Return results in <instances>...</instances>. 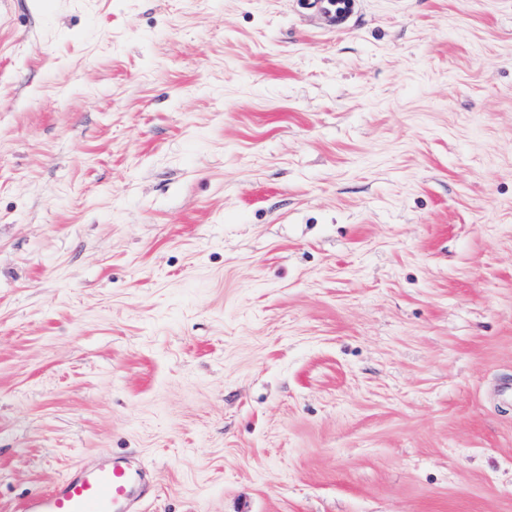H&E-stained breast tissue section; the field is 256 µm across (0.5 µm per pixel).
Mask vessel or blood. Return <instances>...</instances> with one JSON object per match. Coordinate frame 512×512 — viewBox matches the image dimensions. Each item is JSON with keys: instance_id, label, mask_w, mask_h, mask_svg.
Masks as SVG:
<instances>
[{"instance_id": "vessel-or-blood-1", "label": "vessel or blood", "mask_w": 512, "mask_h": 512, "mask_svg": "<svg viewBox=\"0 0 512 512\" xmlns=\"http://www.w3.org/2000/svg\"><path fill=\"white\" fill-rule=\"evenodd\" d=\"M148 492L142 461L101 450L83 458L51 487L29 494L17 512H137Z\"/></svg>"}]
</instances>
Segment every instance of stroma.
<instances>
[{"mask_svg":"<svg viewBox=\"0 0 512 512\" xmlns=\"http://www.w3.org/2000/svg\"><path fill=\"white\" fill-rule=\"evenodd\" d=\"M512 512V0H0V512ZM142 461L101 450L83 458L51 487L29 494L18 512H139L149 493Z\"/></svg>","mask_w":512,"mask_h":512,"instance_id":"obj_1","label":"stroma"}]
</instances>
